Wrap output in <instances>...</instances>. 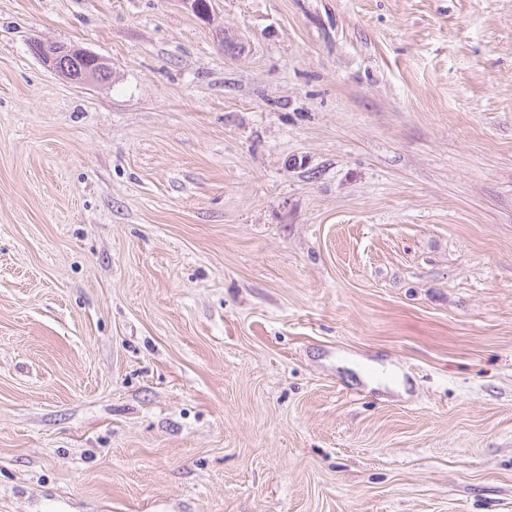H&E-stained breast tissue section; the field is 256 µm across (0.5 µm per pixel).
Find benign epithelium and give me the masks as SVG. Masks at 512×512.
I'll return each mask as SVG.
<instances>
[{"label": "benign epithelium", "instance_id": "7a95c632", "mask_svg": "<svg viewBox=\"0 0 512 512\" xmlns=\"http://www.w3.org/2000/svg\"><path fill=\"white\" fill-rule=\"evenodd\" d=\"M33 53L49 69L78 84L105 83L112 78L108 62L85 50L61 43L36 42Z\"/></svg>", "mask_w": 512, "mask_h": 512}]
</instances>
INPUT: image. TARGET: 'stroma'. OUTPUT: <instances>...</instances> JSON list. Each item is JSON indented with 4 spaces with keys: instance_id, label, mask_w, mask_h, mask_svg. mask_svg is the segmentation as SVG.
Masks as SVG:
<instances>
[{
    "instance_id": "35a3bbf8",
    "label": "stroma",
    "mask_w": 512,
    "mask_h": 512,
    "mask_svg": "<svg viewBox=\"0 0 512 512\" xmlns=\"http://www.w3.org/2000/svg\"><path fill=\"white\" fill-rule=\"evenodd\" d=\"M208 2L0 0V512H512V0ZM33 53L46 67L78 84L105 83L112 78V68L108 62L85 50L58 42L46 43L37 40Z\"/></svg>"
}]
</instances>
